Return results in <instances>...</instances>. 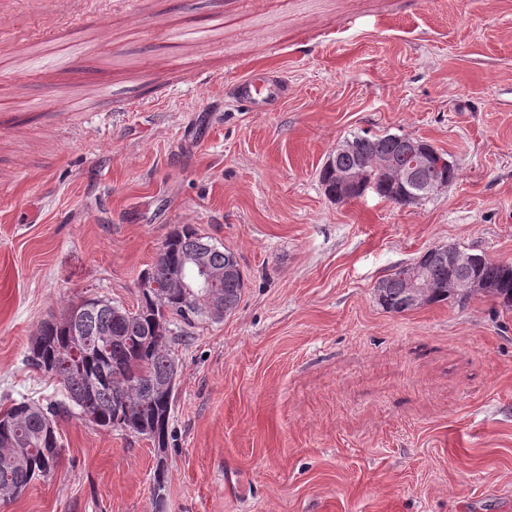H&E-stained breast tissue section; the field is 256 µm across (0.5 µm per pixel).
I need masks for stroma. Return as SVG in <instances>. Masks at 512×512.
I'll return each mask as SVG.
<instances>
[{
	"label": "stroma",
	"mask_w": 512,
	"mask_h": 512,
	"mask_svg": "<svg viewBox=\"0 0 512 512\" xmlns=\"http://www.w3.org/2000/svg\"><path fill=\"white\" fill-rule=\"evenodd\" d=\"M36 44L63 61L21 76ZM254 72L287 79L275 111L237 103ZM365 130L457 180L332 200L319 171ZM182 224L247 286L171 327L163 503L150 440L66 416L0 512H512V312L373 296L437 245L512 262V0H0V408L58 398L41 322L136 308Z\"/></svg>",
	"instance_id": "obj_1"
}]
</instances>
